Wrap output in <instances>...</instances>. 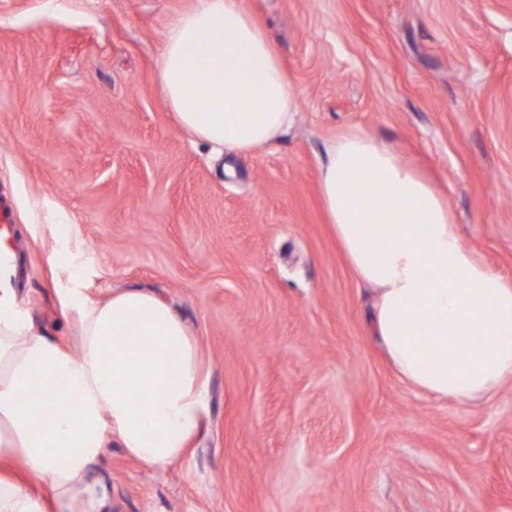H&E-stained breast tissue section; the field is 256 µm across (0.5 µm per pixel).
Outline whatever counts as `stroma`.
I'll use <instances>...</instances> for the list:
<instances>
[{
	"mask_svg": "<svg viewBox=\"0 0 512 512\" xmlns=\"http://www.w3.org/2000/svg\"><path fill=\"white\" fill-rule=\"evenodd\" d=\"M196 3L0 0L18 304L67 343L63 289L152 291L210 380L184 459L156 470L109 446L108 512H512V380L460 403L398 378L317 181L344 130L383 139L512 279V0H243L298 112L273 144L221 156L176 124L157 79Z\"/></svg>",
	"mask_w": 512,
	"mask_h": 512,
	"instance_id": "stroma-1",
	"label": "stroma"
}]
</instances>
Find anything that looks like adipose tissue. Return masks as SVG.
<instances>
[{
  "label": "adipose tissue",
  "instance_id": "1",
  "mask_svg": "<svg viewBox=\"0 0 512 512\" xmlns=\"http://www.w3.org/2000/svg\"><path fill=\"white\" fill-rule=\"evenodd\" d=\"M159 84L177 124L214 150L250 153L294 123L298 94L242 0H197L169 26ZM328 221L398 377L435 398L478 402L512 378V281L461 240L447 195L353 129L318 173ZM76 350L0 297V512H106L109 443L162 469L210 410L198 343L180 313L139 288L93 302L71 290ZM144 337L139 348L129 339ZM21 465L44 485L24 487Z\"/></svg>",
  "mask_w": 512,
  "mask_h": 512
}]
</instances>
